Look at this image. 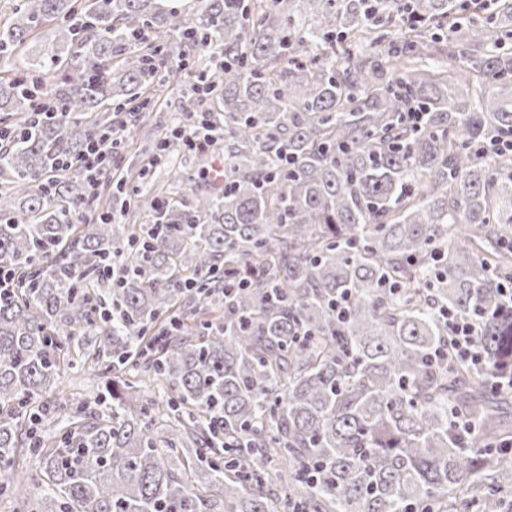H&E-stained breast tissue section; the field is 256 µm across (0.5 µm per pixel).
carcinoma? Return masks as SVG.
Segmentation results:
<instances>
[{"mask_svg": "<svg viewBox=\"0 0 512 512\" xmlns=\"http://www.w3.org/2000/svg\"><path fill=\"white\" fill-rule=\"evenodd\" d=\"M16 0L0 25V495L36 512H500L512 496V0ZM215 54L224 191L90 204L158 40ZM49 86V104L33 101ZM423 112L413 126L404 113ZM257 268L245 288L224 271ZM469 319L480 369L448 354ZM193 323H187V319ZM107 378L79 402L68 370ZM59 426L36 437L37 425ZM105 163H108V161L101 150L98 136H93L92 141L86 145L79 158V166L89 179L90 190L96 187L97 174L102 170Z\"/></svg>", "mask_w": 512, "mask_h": 512, "instance_id": "1", "label": "carcinoma"}]
</instances>
